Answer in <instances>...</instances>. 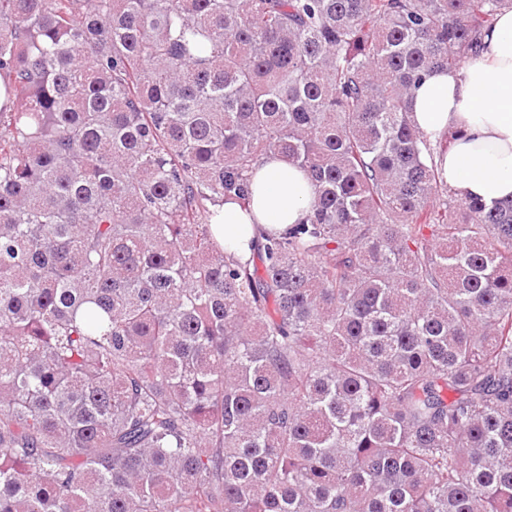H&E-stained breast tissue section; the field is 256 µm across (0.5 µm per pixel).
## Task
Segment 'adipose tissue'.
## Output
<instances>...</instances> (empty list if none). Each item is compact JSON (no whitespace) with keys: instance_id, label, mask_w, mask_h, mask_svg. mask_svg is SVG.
<instances>
[{"instance_id":"adipose-tissue-1","label":"adipose tissue","mask_w":512,"mask_h":512,"mask_svg":"<svg viewBox=\"0 0 512 512\" xmlns=\"http://www.w3.org/2000/svg\"><path fill=\"white\" fill-rule=\"evenodd\" d=\"M484 42L463 69L425 78L414 117L428 140H450L436 159L449 193L491 204L512 201V10L498 14ZM252 190L250 211L228 203L211 224L215 239L244 261L259 235L304 221L313 196L298 168L273 157L258 168Z\"/></svg>"}]
</instances>
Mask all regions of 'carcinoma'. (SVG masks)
Returning a JSON list of instances; mask_svg holds the SVG:
<instances>
[{"label": "carcinoma", "instance_id": "carcinoma-1", "mask_svg": "<svg viewBox=\"0 0 512 512\" xmlns=\"http://www.w3.org/2000/svg\"><path fill=\"white\" fill-rule=\"evenodd\" d=\"M506 7L0 0V512H512V203L412 108ZM264 161L252 184V209L245 212L226 203L211 224L215 239L242 261L250 259L260 232L278 235L303 222L313 196L309 180L298 168L273 157Z\"/></svg>", "mask_w": 512, "mask_h": 512}]
</instances>
